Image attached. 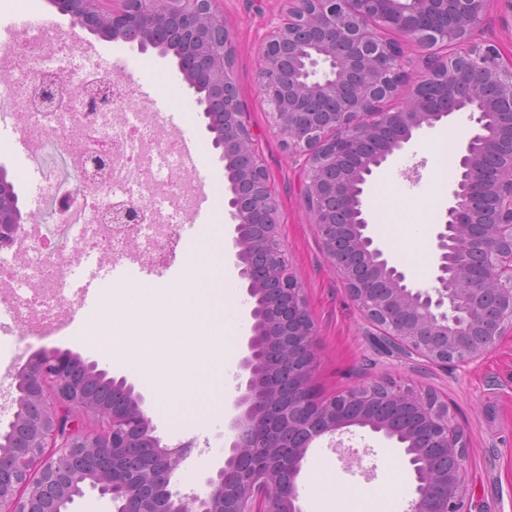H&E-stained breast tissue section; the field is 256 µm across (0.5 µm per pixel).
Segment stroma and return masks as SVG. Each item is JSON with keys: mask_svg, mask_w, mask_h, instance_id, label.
<instances>
[{"mask_svg": "<svg viewBox=\"0 0 512 512\" xmlns=\"http://www.w3.org/2000/svg\"><path fill=\"white\" fill-rule=\"evenodd\" d=\"M281 7L282 0H221L219 4L236 45L233 71L244 104L243 119L254 134L257 152L269 175L289 265L318 328L314 389L320 397L329 398L376 380L391 379L435 394L447 403L466 436L471 512H512V331H506L488 353L463 366L435 365L373 345L377 330L348 298L336 269L323 252L318 228L304 207L302 160L283 148L259 89V46L270 22L279 17ZM21 11L40 13L45 31L70 28L68 16L59 13L51 0H0V41L16 38L14 24ZM75 37L91 45L110 71L147 87L162 112L189 118L187 131L197 140L216 186L208 210L196 217L198 233L212 241L230 242L233 226L227 213L224 162L212 146L213 135L206 129L196 95L184 81L175 58H162L152 51L142 53L130 44L104 40L81 30L75 32ZM470 126L468 113L458 112L436 127L415 134L404 150L395 153L375 173L368 189L372 198L382 190L395 193L396 210L381 214L380 223L373 226L372 232L408 278L422 288L433 284L435 227L445 221L451 185L436 154L442 148L457 147ZM25 141L11 114L0 111V166L6 168L7 179L15 186L24 221L42 222L53 231L57 223L40 199L45 170L29 160ZM412 168L417 169L418 176L410 180L405 173ZM218 273L224 278L226 295L238 299L232 328L222 338L188 325L192 347L181 342L170 347L179 366L166 371L168 399H160L138 383L131 368L109 365L112 334L103 335L93 349L79 341L81 332L110 322L111 313L103 306L64 334L41 339L29 334L26 326L0 303V369L17 370L39 349L55 347L96 363L98 368L109 369L111 374L126 376L145 397L157 435L172 445L189 442L194 446L191 457L180 466L189 475L188 482L180 485V492H205L206 473L215 470L224 459V446L230 437L228 424L234 414L232 394L237 390L233 378L239 372L242 344L252 326L246 288L232 254H224ZM201 357L210 364L221 363L225 375L231 378L229 385L199 376L193 364ZM214 391L224 396L223 416L199 419L182 414L187 396ZM341 439L363 456L365 465L373 467V476L368 478L350 469L336 453L331 437H321L309 449L299 476L300 488L311 484L317 487L314 496L301 497L302 512H364L363 503L370 490L384 489L389 472L406 460L402 444L366 428L351 427Z\"/></svg>", "mask_w": 512, "mask_h": 512, "instance_id": "35a3bbf8", "label": "stroma"}]
</instances>
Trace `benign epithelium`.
<instances>
[{
    "label": "benign epithelium",
    "instance_id": "obj_1",
    "mask_svg": "<svg viewBox=\"0 0 512 512\" xmlns=\"http://www.w3.org/2000/svg\"><path fill=\"white\" fill-rule=\"evenodd\" d=\"M55 0L58 11L102 38L112 34L140 51L175 46L188 85L206 86L201 106L207 129L222 127L212 144L221 150L235 221L232 247L246 282L253 320L240 360L241 394L229 423L224 461L205 478L204 494L172 491L173 477L192 445H168L143 409L144 399L119 379L57 348H42L15 375L31 405L0 431L13 434L0 457V512H75L96 493L121 501L124 512H302L298 478L312 441L367 427L404 445L415 490L408 512H469L467 444L448 404L432 393L393 387L384 380L329 400L312 392L317 326L290 271L279 212L234 79L235 44L218 11L219 0ZM487 0H283L282 13L260 46L259 84L270 118L288 150L305 156L304 205L317 224L322 248L350 300L382 331L385 345L438 365L468 364L512 330V158L489 179L479 140L497 138L495 119L512 129V60L477 41ZM398 32L420 46L452 47L429 54L424 71L400 44ZM474 114L475 128L456 156L446 224L435 236V285L417 288L373 236L366 185L374 172L412 140L456 112ZM385 129L395 136L368 153L360 147ZM492 213L480 223L478 204ZM140 209L110 213L113 224H138ZM22 228L0 206V250ZM279 348V367L266 352ZM288 380V397L279 379ZM112 400L89 398L99 383ZM415 408L421 438L401 436L402 423L373 407ZM104 420L107 432L84 433L67 408ZM141 449L144 461L128 452ZM253 461L241 478L240 459Z\"/></svg>",
    "mask_w": 512,
    "mask_h": 512
}]
</instances>
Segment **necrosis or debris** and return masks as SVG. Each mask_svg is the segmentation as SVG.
Segmentation results:
<instances>
[{"label": "necrosis or debris", "instance_id": "4bbe7bcc", "mask_svg": "<svg viewBox=\"0 0 512 512\" xmlns=\"http://www.w3.org/2000/svg\"><path fill=\"white\" fill-rule=\"evenodd\" d=\"M45 74L59 77L68 88L50 112L29 103L35 82ZM100 84L110 86L111 96L96 112L85 113L89 89ZM0 101L14 107L32 161L53 149L67 154L73 172L81 173V158L73 147L80 138L107 154L101 178L81 181L75 192L57 189V202L68 204L71 213L63 233L77 260H163L171 227L190 210L197 176L187 168L178 138L162 132L158 113L134 82L99 70L90 49L57 31L13 40L0 50ZM119 201L142 207L145 221L126 229L104 222L105 209ZM42 236L37 224L18 236L7 272L12 313L29 327L57 321L73 291L72 269L60 264L56 243L39 245Z\"/></svg>", "mask_w": 512, "mask_h": 512}]
</instances>
